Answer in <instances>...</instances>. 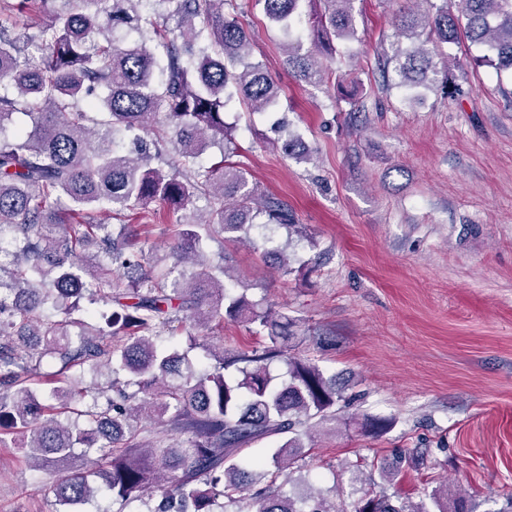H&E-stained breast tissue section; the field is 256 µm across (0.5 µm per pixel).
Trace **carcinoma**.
Wrapping results in <instances>:
<instances>
[{"label": "carcinoma", "instance_id": "obj_1", "mask_svg": "<svg viewBox=\"0 0 512 512\" xmlns=\"http://www.w3.org/2000/svg\"><path fill=\"white\" fill-rule=\"evenodd\" d=\"M284 35L288 72L318 86L337 61L340 41L356 35V0H320L311 46L296 33L302 0H257ZM424 13L399 16L397 40L385 51L382 74L401 85L436 84L437 47H476L499 71L512 74V0H424ZM166 6L171 28L142 14ZM38 14L31 30L13 34L0 23V233L13 245V264H0V430L20 436L24 457L38 465L49 454H100L103 464L59 480L60 512L104 488L122 504L147 512H340L319 492L306 495L252 487L293 473L305 457L309 429L337 420L345 401L336 377L291 353L307 342L285 313L228 289L227 267L201 250L202 235L241 242L259 217L295 226L281 200L256 198L236 153L224 111L233 101L257 112L276 106L280 88L253 61L250 36L233 0H18ZM129 30L138 39L118 41ZM31 128L11 137L14 115ZM153 131L154 152L118 154L121 136ZM217 144L221 160L200 161ZM281 150L301 161L310 149L287 129ZM206 217L183 221L193 199ZM176 216L173 262L142 259L128 225L115 232L95 214L134 215L151 204ZM94 241L97 253L83 251ZM116 306L105 326L83 316L81 304ZM265 332L262 347L233 356L205 348L214 363L186 345L158 343V329L218 319ZM280 360L285 372L269 364ZM102 370L112 381L98 392L76 387L70 370ZM91 400H86V397ZM169 426V441H141L145 423ZM387 418L367 417L362 430L385 433ZM186 440H181V437ZM278 438L270 462L240 461L241 450ZM414 458L400 454L381 478H397ZM359 512H446L438 490L418 501L373 497Z\"/></svg>", "mask_w": 512, "mask_h": 512}]
</instances>
